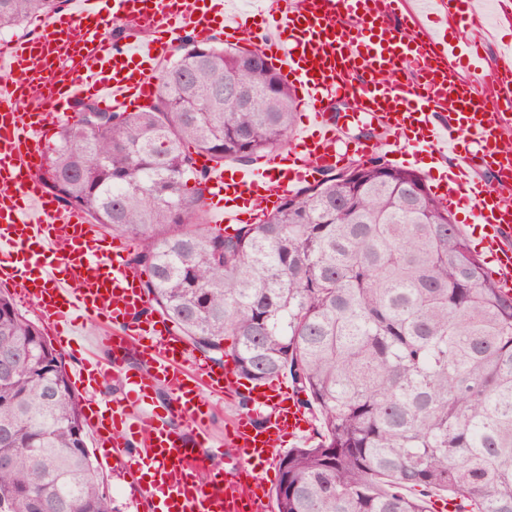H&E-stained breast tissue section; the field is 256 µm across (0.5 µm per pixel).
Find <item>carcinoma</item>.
Wrapping results in <instances>:
<instances>
[{"instance_id":"obj_1","label":"carcinoma","mask_w":512,"mask_h":512,"mask_svg":"<svg viewBox=\"0 0 512 512\" xmlns=\"http://www.w3.org/2000/svg\"><path fill=\"white\" fill-rule=\"evenodd\" d=\"M66 0H0V29ZM297 104L254 50L180 39L150 108L80 104L38 177L135 243L147 313L244 378L284 375L315 415L279 455L276 512H512V293L414 171L381 156L226 233L212 162L287 142ZM82 401L40 326L0 290V512H114Z\"/></svg>"}]
</instances>
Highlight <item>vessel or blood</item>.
Here are the masks:
<instances>
[{
  "label": "vessel or blood",
  "mask_w": 512,
  "mask_h": 512,
  "mask_svg": "<svg viewBox=\"0 0 512 512\" xmlns=\"http://www.w3.org/2000/svg\"><path fill=\"white\" fill-rule=\"evenodd\" d=\"M505 25L512 0H257L245 17L227 0H73L35 36L0 50V285L34 302L57 344L69 341L77 318L101 324L73 384L89 398L86 420L102 462L124 460L146 476L143 512H269L255 467L300 442L310 422L282 380L245 383L191 352L163 317L145 316L130 243L108 239L37 176L50 125L70 120L87 98L115 112L147 107L173 42L219 31L238 43L251 32L252 49L296 91L305 123L258 164L209 165L211 224L246 222L254 202L273 209L354 156L383 151L412 164L451 154L435 194L452 210L470 205L475 222L489 227L485 257L511 292L512 149L500 140L512 127V41L501 43L494 64L482 53ZM452 26L469 39L449 41ZM339 100L352 101L353 112L335 113ZM366 120L384 140L341 137L343 125ZM115 378L120 392L99 399ZM224 396L245 398L247 407L218 441L211 401Z\"/></svg>",
  "instance_id": "b4317fda"
}]
</instances>
